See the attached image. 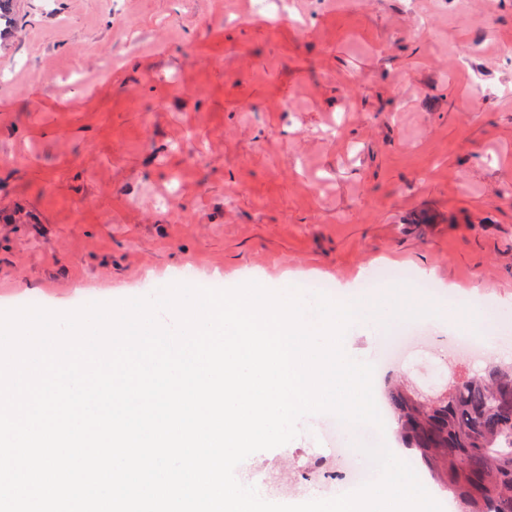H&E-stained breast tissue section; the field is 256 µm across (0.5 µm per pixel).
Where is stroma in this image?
<instances>
[{
	"label": "stroma",
	"instance_id": "obj_1",
	"mask_svg": "<svg viewBox=\"0 0 512 512\" xmlns=\"http://www.w3.org/2000/svg\"><path fill=\"white\" fill-rule=\"evenodd\" d=\"M252 2L22 0L0 50V310L133 298L190 266L204 287L359 289L386 264L442 302L397 358L391 332L345 339L389 423L392 384L435 397L512 363V0H292L290 23ZM463 296L496 311V346L449 338ZM298 429L237 479L335 497V417Z\"/></svg>",
	"mask_w": 512,
	"mask_h": 512
}]
</instances>
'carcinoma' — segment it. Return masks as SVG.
Wrapping results in <instances>:
<instances>
[{"instance_id": "carcinoma-1", "label": "carcinoma", "mask_w": 512, "mask_h": 512, "mask_svg": "<svg viewBox=\"0 0 512 512\" xmlns=\"http://www.w3.org/2000/svg\"><path fill=\"white\" fill-rule=\"evenodd\" d=\"M12 0H0V40L13 33ZM388 400L399 435L468 512H512V365L451 382L429 399L394 385Z\"/></svg>"}]
</instances>
